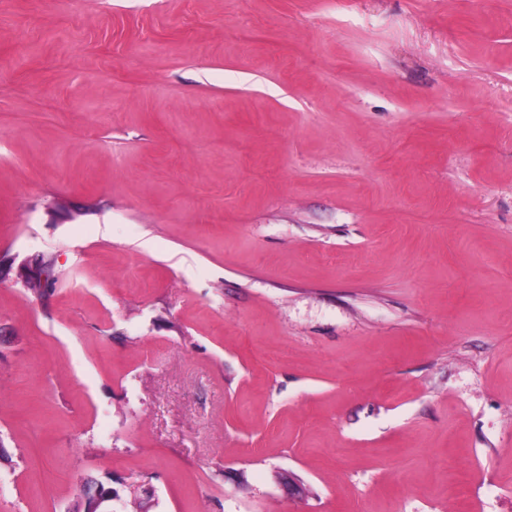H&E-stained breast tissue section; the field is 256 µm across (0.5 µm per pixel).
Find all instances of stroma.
I'll return each mask as SVG.
<instances>
[{
    "mask_svg": "<svg viewBox=\"0 0 512 512\" xmlns=\"http://www.w3.org/2000/svg\"><path fill=\"white\" fill-rule=\"evenodd\" d=\"M0 259V512H512V0H0Z\"/></svg>",
    "mask_w": 512,
    "mask_h": 512,
    "instance_id": "obj_1",
    "label": "stroma"
}]
</instances>
